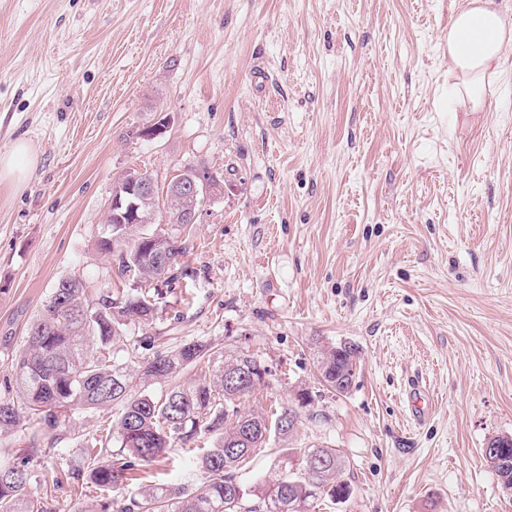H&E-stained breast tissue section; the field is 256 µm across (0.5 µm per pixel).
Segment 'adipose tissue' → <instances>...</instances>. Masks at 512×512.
Returning a JSON list of instances; mask_svg holds the SVG:
<instances>
[{
    "instance_id": "1",
    "label": "adipose tissue",
    "mask_w": 512,
    "mask_h": 512,
    "mask_svg": "<svg viewBox=\"0 0 512 512\" xmlns=\"http://www.w3.org/2000/svg\"><path fill=\"white\" fill-rule=\"evenodd\" d=\"M512 46V17L495 0H467L448 26V70L460 98L480 110L486 81L498 77L504 51Z\"/></svg>"
}]
</instances>
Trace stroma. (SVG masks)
<instances>
[{
    "label": "stroma",
    "mask_w": 512,
    "mask_h": 512,
    "mask_svg": "<svg viewBox=\"0 0 512 512\" xmlns=\"http://www.w3.org/2000/svg\"><path fill=\"white\" fill-rule=\"evenodd\" d=\"M462 0H0V389L57 282L125 286L94 242L120 174L224 183L203 200L188 276L156 296L155 344L253 353L242 409L299 390L291 447L338 449L352 489L311 512H512L481 455L512 434V47L471 111L452 94ZM172 117L159 139L134 131ZM359 351L350 389L320 351ZM434 397L425 421L408 378ZM118 409L77 408L31 463L48 512H85L67 471ZM185 445L112 492L200 479ZM35 163L27 145L17 142L9 154L0 155V181L22 183ZM358 356L357 349L341 345L320 352L317 358V369L320 381L331 390L343 394L349 387L350 378L354 376V367ZM347 383V386L346 384Z\"/></svg>",
    "instance_id": "stroma-1"
}]
</instances>
